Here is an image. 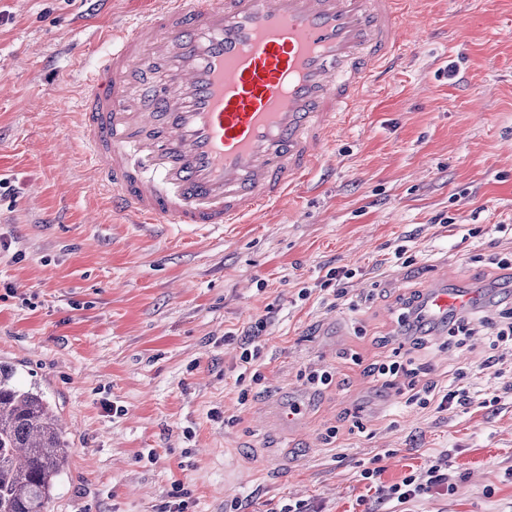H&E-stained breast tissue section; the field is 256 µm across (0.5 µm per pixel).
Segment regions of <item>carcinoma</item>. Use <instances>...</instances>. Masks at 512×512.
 <instances>
[{
  "label": "carcinoma",
  "mask_w": 512,
  "mask_h": 512,
  "mask_svg": "<svg viewBox=\"0 0 512 512\" xmlns=\"http://www.w3.org/2000/svg\"><path fill=\"white\" fill-rule=\"evenodd\" d=\"M0 362V512H48L70 441L43 392Z\"/></svg>",
  "instance_id": "cac0c4a2"
}]
</instances>
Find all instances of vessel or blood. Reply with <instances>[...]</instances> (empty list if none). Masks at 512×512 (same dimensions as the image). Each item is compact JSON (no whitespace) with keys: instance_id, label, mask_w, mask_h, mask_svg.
<instances>
[{"instance_id":"b4317fda","label":"vessel or blood","mask_w":512,"mask_h":512,"mask_svg":"<svg viewBox=\"0 0 512 512\" xmlns=\"http://www.w3.org/2000/svg\"><path fill=\"white\" fill-rule=\"evenodd\" d=\"M407 0H156L82 79L87 160L115 212L221 229L283 202L388 74ZM468 299L432 285L437 317Z\"/></svg>"}]
</instances>
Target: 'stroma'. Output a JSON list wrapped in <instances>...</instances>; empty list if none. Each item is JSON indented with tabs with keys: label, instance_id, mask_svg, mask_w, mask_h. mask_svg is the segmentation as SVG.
Segmentation results:
<instances>
[{
	"label": "stroma",
	"instance_id": "35a3bbf8",
	"mask_svg": "<svg viewBox=\"0 0 512 512\" xmlns=\"http://www.w3.org/2000/svg\"><path fill=\"white\" fill-rule=\"evenodd\" d=\"M152 8L0 0V361L71 430L49 512H165L177 481L187 512L234 498L241 512L290 498L370 512V460L389 485L443 450L455 487L415 512H512V370L482 369V336L458 345L437 322L415 345L398 323L435 280L473 295L474 321L485 303L512 307V269L486 260L512 252V0H418L427 34L297 190L254 223L195 233L125 223L78 137L80 70ZM338 266L356 307L318 287ZM260 317L261 378L242 404L224 336ZM397 347L422 385L466 372L474 405L380 388L370 370ZM315 368L332 384L307 385Z\"/></svg>",
	"mask_w": 512,
	"mask_h": 512
}]
</instances>
